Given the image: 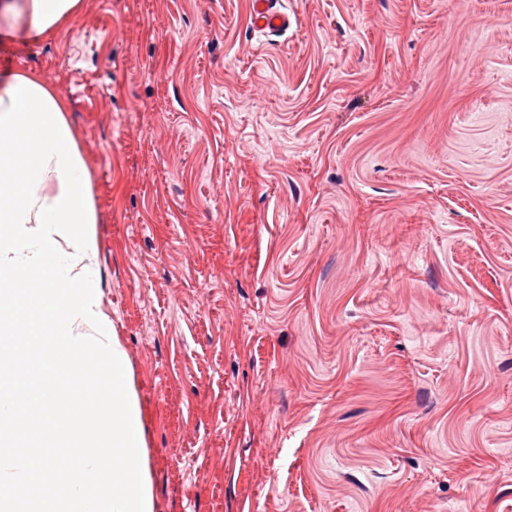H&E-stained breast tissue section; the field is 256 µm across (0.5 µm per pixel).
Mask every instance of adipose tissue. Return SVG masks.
Instances as JSON below:
<instances>
[{"label": "adipose tissue", "mask_w": 512, "mask_h": 512, "mask_svg": "<svg viewBox=\"0 0 512 512\" xmlns=\"http://www.w3.org/2000/svg\"><path fill=\"white\" fill-rule=\"evenodd\" d=\"M81 8V0H0V23L10 35L36 42L67 24Z\"/></svg>", "instance_id": "adipose-tissue-1"}]
</instances>
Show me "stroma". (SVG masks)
<instances>
[{
	"label": "stroma",
	"instance_id": "35a3bbf8",
	"mask_svg": "<svg viewBox=\"0 0 512 512\" xmlns=\"http://www.w3.org/2000/svg\"><path fill=\"white\" fill-rule=\"evenodd\" d=\"M82 0L68 106L155 512H512V0ZM274 0H251L250 12L253 27L267 34H277L288 28V16L280 11Z\"/></svg>",
	"mask_w": 512,
	"mask_h": 512
}]
</instances>
